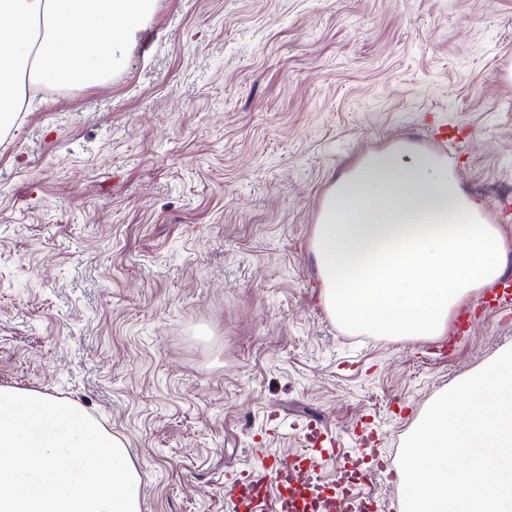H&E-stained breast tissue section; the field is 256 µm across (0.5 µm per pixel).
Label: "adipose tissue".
<instances>
[{
	"label": "adipose tissue",
	"mask_w": 512,
	"mask_h": 512,
	"mask_svg": "<svg viewBox=\"0 0 512 512\" xmlns=\"http://www.w3.org/2000/svg\"><path fill=\"white\" fill-rule=\"evenodd\" d=\"M156 0H0V137L32 86L104 85ZM311 247L321 300L343 329L434 338L473 291L504 272L508 246L434 151H368L325 193Z\"/></svg>",
	"instance_id": "ef3b65f1"
}]
</instances>
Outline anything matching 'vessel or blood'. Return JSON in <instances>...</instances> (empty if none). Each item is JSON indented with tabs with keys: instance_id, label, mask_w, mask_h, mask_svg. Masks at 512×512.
<instances>
[{
	"instance_id": "b4317fda",
	"label": "vessel or blood",
	"mask_w": 512,
	"mask_h": 512,
	"mask_svg": "<svg viewBox=\"0 0 512 512\" xmlns=\"http://www.w3.org/2000/svg\"><path fill=\"white\" fill-rule=\"evenodd\" d=\"M304 448L286 456H264L258 465L237 472L224 486L232 512H380L371 493L357 492L364 472L358 456L336 458V439L312 426L302 429ZM337 461L333 484L305 479L313 464Z\"/></svg>"
}]
</instances>
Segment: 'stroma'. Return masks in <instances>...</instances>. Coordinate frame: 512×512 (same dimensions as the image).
Segmentation results:
<instances>
[{"label": "stroma", "instance_id": "obj_1", "mask_svg": "<svg viewBox=\"0 0 512 512\" xmlns=\"http://www.w3.org/2000/svg\"><path fill=\"white\" fill-rule=\"evenodd\" d=\"M512 0H158L104 86L44 91L0 143V388L119 436L141 512H226L253 451L313 421L398 461L428 402L512 346L466 298L464 342L355 335L311 250L369 149L448 126L445 156L512 242Z\"/></svg>", "mask_w": 512, "mask_h": 512}]
</instances>
